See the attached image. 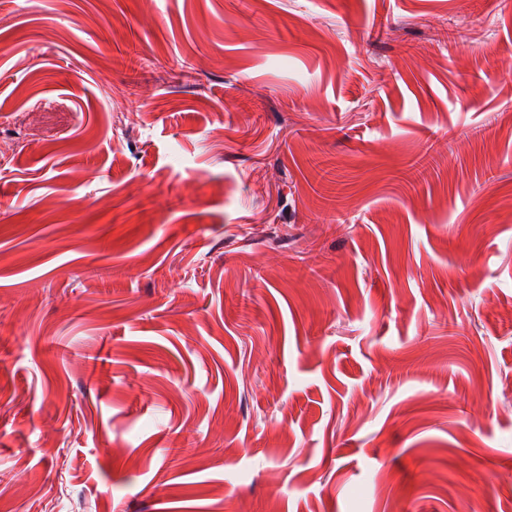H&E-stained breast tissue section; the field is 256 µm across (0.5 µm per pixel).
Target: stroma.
<instances>
[{
  "mask_svg": "<svg viewBox=\"0 0 512 512\" xmlns=\"http://www.w3.org/2000/svg\"><path fill=\"white\" fill-rule=\"evenodd\" d=\"M81 502L506 512L512 0H0V512Z\"/></svg>",
  "mask_w": 512,
  "mask_h": 512,
  "instance_id": "1",
  "label": "stroma"
}]
</instances>
